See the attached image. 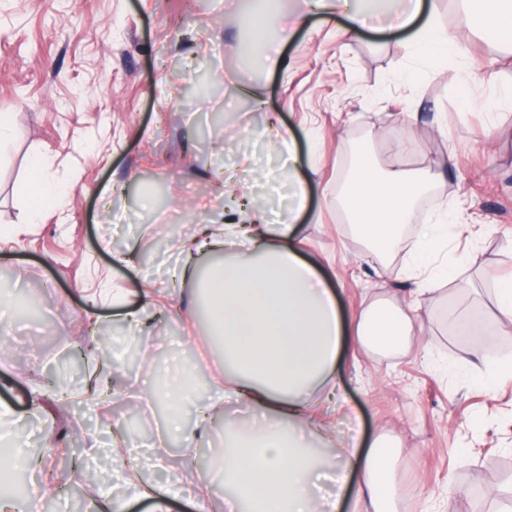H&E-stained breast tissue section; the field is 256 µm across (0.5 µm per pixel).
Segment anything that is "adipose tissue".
<instances>
[{"label":"adipose tissue","instance_id":"adipose-tissue-1","mask_svg":"<svg viewBox=\"0 0 512 512\" xmlns=\"http://www.w3.org/2000/svg\"><path fill=\"white\" fill-rule=\"evenodd\" d=\"M468 2L496 40L512 48V0ZM400 3L388 12V25L402 32L411 49L436 65L461 57L459 42L439 21L435 0ZM429 179L428 173L407 170L397 160L382 172L363 161L351 173L337 206L354 236L386 254L412 222L414 201ZM464 232L451 209L415 233L414 265L424 283L452 275V267L439 264L437 256L449 235ZM225 248L243 255V262H217L196 271L195 254ZM180 253L181 277L193 281L224 347V362L236 372L234 397L271 411L275 421L247 436L226 427L218 478L234 488L233 503H248L251 512H314L312 487L319 459L294 428L307 412L309 394L332 382L343 343L378 352L409 345V316L396 306L375 305L340 316L333 292L298 252L294 224L270 223L260 211L249 222L228 223L220 231L211 224L201 227L181 243ZM388 468L381 444L344 448L336 463V483L367 497L372 512H387L393 494ZM131 490L150 499L152 512H170V502L185 487L176 480L143 489L119 465L113 484L101 494L103 512H124Z\"/></svg>","mask_w":512,"mask_h":512}]
</instances>
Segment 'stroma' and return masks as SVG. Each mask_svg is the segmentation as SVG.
Wrapping results in <instances>:
<instances>
[{
	"mask_svg": "<svg viewBox=\"0 0 512 512\" xmlns=\"http://www.w3.org/2000/svg\"><path fill=\"white\" fill-rule=\"evenodd\" d=\"M251 9L250 0H0V113L8 122L0 273L35 293L42 313L25 317L19 300L0 308V401L26 411L30 392L70 352L77 323L91 317L111 334L90 339L82 360L104 352L119 369L109 420L88 403L76 416L79 434L66 421L45 429L36 417L20 428L24 447L48 439L96 458L78 489L46 493L44 512H95L119 459L140 464L147 485L195 469L199 483L171 512H225L231 490L203 480L224 452L225 423L250 429L261 410L223 403L208 434L188 446L153 390L159 376L195 369L180 410L189 426L195 404L225 380L218 352L202 340L193 286L174 268L178 240L199 225L225 224L232 190L294 220L300 250L337 290L344 314L391 303L412 319L404 350L343 346L335 408L312 392L299 427L314 433V452L332 457L356 438L366 447L383 442L393 512H506L512 383L490 388L478 377L484 361L512 360V325L496 294L499 279L512 276V103L502 99L512 88V49L473 13L452 22L442 7L440 22L466 53L436 68L379 20L351 40L345 16L310 12L306 0H268L280 20L306 17L271 64L237 53L253 37ZM474 62L489 66L477 94L501 98L496 110L467 102ZM279 130L296 140L295 167L284 164ZM361 144L375 167L398 158L436 172L434 210L462 204L471 232L449 240L447 258L469 252L475 261L458 279L425 289L404 274V247L380 257L348 234L336 196ZM42 156L66 200L32 224V168ZM297 176L307 203L293 219ZM127 251L133 264L114 262ZM140 282L159 308L150 321L119 325L117 307L98 290ZM470 322L492 340L480 358L460 330ZM162 449L165 467L144 468Z\"/></svg>",
	"mask_w": 512,
	"mask_h": 512,
	"instance_id": "1",
	"label": "stroma"
}]
</instances>
